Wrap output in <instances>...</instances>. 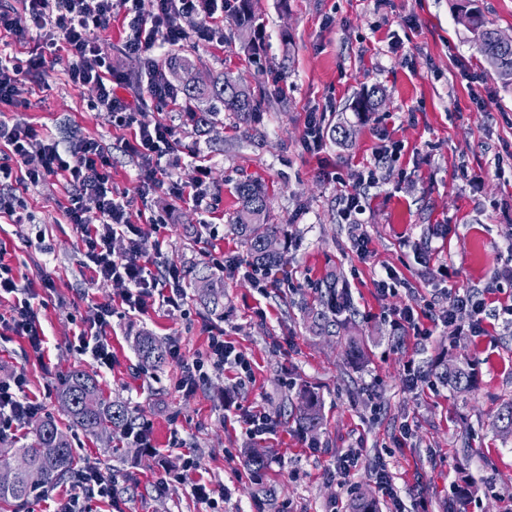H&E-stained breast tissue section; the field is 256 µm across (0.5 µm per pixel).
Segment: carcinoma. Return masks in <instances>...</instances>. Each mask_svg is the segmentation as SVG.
<instances>
[{
  "label": "carcinoma",
  "mask_w": 512,
  "mask_h": 512,
  "mask_svg": "<svg viewBox=\"0 0 512 512\" xmlns=\"http://www.w3.org/2000/svg\"><path fill=\"white\" fill-rule=\"evenodd\" d=\"M231 9L238 27L250 29L255 16L251 0H234ZM467 28L476 36L478 50L496 71H512V47L500 46L495 41V30L487 27L482 13L476 8H465ZM200 58L191 53L171 58L170 68L182 74L179 88L183 93L188 120L199 132H205L219 122L222 113H229L240 124L250 125L261 114L263 95L243 83L222 74L211 77L207 84L197 82ZM377 91L366 90L350 104L352 112H371L377 105ZM238 207L231 227L246 249L249 264L266 275L283 266V253L267 249V241L281 235L280 225L268 223L269 199L263 186L245 179L235 187ZM189 285L194 288L199 302L214 314H224V276L207 263H197L188 269ZM319 307L309 311L311 328L320 334L334 336L345 323L336 315L347 308L344 293L336 291V275L327 279L318 296ZM136 350L141 361L157 367L165 362V350L149 335L136 339ZM431 373L453 390L469 388L471 373L465 364L454 367L441 361ZM59 399L68 406L73 425L88 431L109 435H127L136 427V416L125 404L108 401L100 396V387L90 374L82 369L68 373ZM296 420L306 432L315 431L321 423V400L313 392L307 393L298 409ZM6 456H18L24 466L17 470L15 480L8 487L0 486V502L23 505L34 492L53 485L57 480L74 472L77 465L70 437L52 417H46L35 426L33 443L23 448H7ZM351 512H379L377 502L359 493L350 504Z\"/></svg>",
  "instance_id": "cac0c4a2"
}]
</instances>
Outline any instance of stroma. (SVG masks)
<instances>
[{
	"label": "stroma",
	"mask_w": 512,
	"mask_h": 512,
	"mask_svg": "<svg viewBox=\"0 0 512 512\" xmlns=\"http://www.w3.org/2000/svg\"><path fill=\"white\" fill-rule=\"evenodd\" d=\"M256 17L243 35L231 13L218 17L223 43L195 34L198 18L183 20L203 61L204 73H223L265 92L259 124L224 119L210 134L178 123L176 171L195 185L200 167L210 174L205 188L214 199L206 211L166 190L134 199L131 220L143 225L159 248L157 264L188 267L201 262L199 242L210 239L225 254L244 257L231 233L235 185L261 181L269 195V221L288 236V279L259 292L238 278L224 280V317L215 319L188 297L183 312L159 304L142 312L121 303L118 286L94 283L82 264L85 244L63 219L64 181L50 176L20 187L31 216L25 224L0 221V246L24 288L35 292L45 334L43 356L26 339H0V379L24 373L28 394L40 396L44 414L72 437L81 462L112 473L125 512H203L190 485L170 486L155 496L165 472L182 468L194 453L212 490L224 493V512H350L354 491L376 498L391 512L369 471L383 456L406 512H512V432L497 419L512 401V82L502 79L478 51L461 24V0H252ZM112 63L129 78L128 97L146 92L142 57L124 53L125 33L113 22L103 34ZM65 61L47 64V89L22 86L21 106L0 103V117L96 138L112 153V184L133 191L136 158L122 145L131 129L117 126L108 112L93 110V91L72 85ZM379 88L384 100L359 118L346 106L358 93ZM324 113L326 123L348 122L351 143L327 141L317 154L302 144L306 116ZM399 141V160L383 169L367 189L362 214L342 223L337 201L374 160L381 133ZM366 235L371 253L359 259L352 248ZM394 268L406 288L397 296L376 292L375 281ZM50 272L54 286L42 288L38 272ZM342 277L355 316L345 336H320L300 307L329 274ZM482 292L485 335L468 330L470 309L453 322L432 324L428 339L397 335L390 326L393 306L422 300L442 307L449 290ZM114 308L108 340L111 368H99L80 353L77 335L91 304ZM219 323L250 360L251 377L235 371L212 374L191 397L177 392L178 366L139 363L134 340L154 336L164 348L180 347L186 357L204 351L205 327ZM359 338L366 356L351 364L346 336ZM473 364L469 390L436 383L430 373L439 357ZM415 360L424 376L416 389L404 386L403 366ZM99 383L105 396L124 402L150 426L159 455L130 439L115 454L111 440L73 426L58 399L60 384L73 369ZM322 402L317 432L299 429L284 417L300 388ZM265 411L279 425L253 438L236 406ZM409 426L410 438L400 429ZM260 448L267 465L254 474L246 452ZM359 452L362 464L340 485L332 471L338 457ZM470 499L460 505L458 492Z\"/></svg>",
	"instance_id": "obj_1"
}]
</instances>
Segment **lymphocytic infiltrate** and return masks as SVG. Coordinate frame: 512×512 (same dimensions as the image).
<instances>
[{
	"label": "lymphocytic infiltrate",
	"mask_w": 512,
	"mask_h": 512,
	"mask_svg": "<svg viewBox=\"0 0 512 512\" xmlns=\"http://www.w3.org/2000/svg\"><path fill=\"white\" fill-rule=\"evenodd\" d=\"M224 0H14L0 5V33L30 44L27 57L0 48V102L16 101L18 88L26 79L39 77L48 60L58 55L67 59L66 74L73 85L91 88L93 109L108 112L114 123L134 130L124 149L140 156L136 191L147 198L166 189L176 198H189L205 206L207 196L200 187H186L175 179L178 165L176 130L161 122L139 118L140 100L128 98L127 77L112 63L101 38L114 17H121L126 37L124 50L145 57L148 69H155V56L181 44L186 37L182 19L195 15L214 16L223 10ZM112 158L92 137L58 139L52 131L28 122L0 119V218L20 224L27 215L16 194L18 183L36 185L50 176L62 177L67 189L63 209L66 223L72 224L85 242L84 265L93 279L120 286L121 300L128 309L142 310L148 298H158L171 311L184 307L187 295L182 271L169 265L155 271L149 260V234L131 223V201L112 189ZM127 241L124 252H115L113 241ZM13 297L8 314L0 315V337H24L34 353L44 350V332L32 294L23 292L13 267L0 259V299ZM112 305L91 306L78 336L81 352L91 354L102 368L112 365V348L107 341ZM180 369L176 389L192 396L209 372L231 367L238 374L251 372V363L220 328L211 329L207 348L193 359H185L180 348L169 351ZM24 374L0 380V440L15 436L43 408L39 397L29 396ZM70 493L56 499L53 512H89L88 500L114 499L110 473L88 463L71 476Z\"/></svg>",
	"instance_id": "lymphocytic-infiltrate-1"
}]
</instances>
